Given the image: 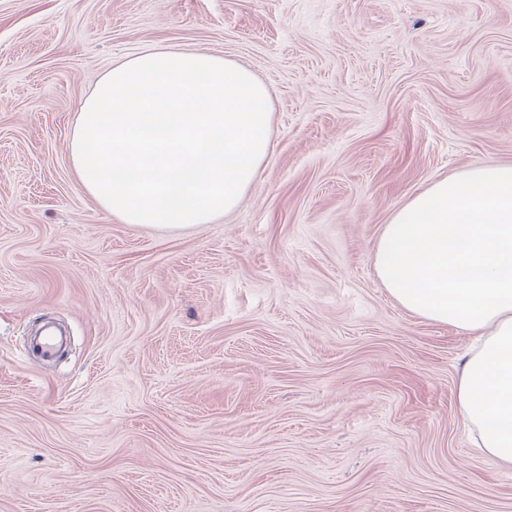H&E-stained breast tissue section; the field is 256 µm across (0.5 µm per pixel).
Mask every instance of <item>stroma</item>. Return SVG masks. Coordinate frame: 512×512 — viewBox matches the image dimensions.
<instances>
[{"instance_id": "stroma-1", "label": "stroma", "mask_w": 512, "mask_h": 512, "mask_svg": "<svg viewBox=\"0 0 512 512\" xmlns=\"http://www.w3.org/2000/svg\"><path fill=\"white\" fill-rule=\"evenodd\" d=\"M154 47L269 93L272 149L209 224L123 223L71 167L80 101ZM481 164H512V0H0V512H512L458 405L472 336L374 266Z\"/></svg>"}]
</instances>
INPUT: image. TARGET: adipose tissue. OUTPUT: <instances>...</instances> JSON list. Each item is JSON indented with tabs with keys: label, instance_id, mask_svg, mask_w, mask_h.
<instances>
[{
	"label": "adipose tissue",
	"instance_id": "adipose-tissue-1",
	"mask_svg": "<svg viewBox=\"0 0 512 512\" xmlns=\"http://www.w3.org/2000/svg\"><path fill=\"white\" fill-rule=\"evenodd\" d=\"M265 86L205 50L143 51L80 102L77 181L109 215L154 228L233 211L271 149ZM375 269L406 310L475 336L457 397L474 445L512 467V164L434 181L384 225Z\"/></svg>",
	"mask_w": 512,
	"mask_h": 512
}]
</instances>
